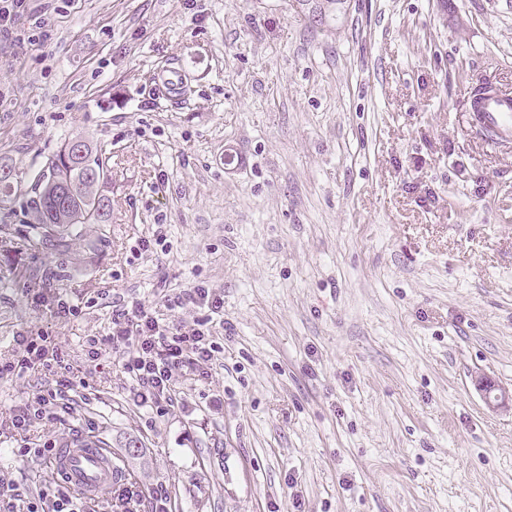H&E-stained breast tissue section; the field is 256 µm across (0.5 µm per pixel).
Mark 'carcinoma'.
Wrapping results in <instances>:
<instances>
[{
    "instance_id": "carcinoma-1",
    "label": "carcinoma",
    "mask_w": 512,
    "mask_h": 512,
    "mask_svg": "<svg viewBox=\"0 0 512 512\" xmlns=\"http://www.w3.org/2000/svg\"><path fill=\"white\" fill-rule=\"evenodd\" d=\"M85 178V167L75 163L59 150L47 159L34 179V196L26 201L33 214L35 236L41 241L67 247L70 233L59 230V224L76 219L78 224H109L112 211L103 210L101 201L106 198L103 185Z\"/></svg>"
}]
</instances>
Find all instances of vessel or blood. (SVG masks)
<instances>
[{"instance_id":"1","label":"vessel or blood","mask_w":512,"mask_h":512,"mask_svg":"<svg viewBox=\"0 0 512 512\" xmlns=\"http://www.w3.org/2000/svg\"><path fill=\"white\" fill-rule=\"evenodd\" d=\"M475 106L483 127L495 138L512 139V100L485 92ZM113 456L106 448H62L55 469L65 483L79 495L92 497L111 486Z\"/></svg>"}]
</instances>
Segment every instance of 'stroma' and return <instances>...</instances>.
I'll use <instances>...</instances> for the list:
<instances>
[{"mask_svg":"<svg viewBox=\"0 0 512 512\" xmlns=\"http://www.w3.org/2000/svg\"><path fill=\"white\" fill-rule=\"evenodd\" d=\"M48 60L0 42V361L53 336L69 412L17 432L53 371L0 379V480L68 494L38 448L92 436L130 462L140 512H512V143L485 141L471 89L512 95V0H28ZM182 68L168 100L161 78ZM102 151L107 233L5 247L69 137ZM220 294L216 316L169 296ZM74 314L57 313L58 299ZM210 319L206 377L140 408L112 355V303ZM474 384L482 393L486 404L490 408L500 409L510 407V409H512V388H506L488 380L484 376H477Z\"/></svg>","mask_w":512,"mask_h":512,"instance_id":"35a3bbf8","label":"stroma"}]
</instances>
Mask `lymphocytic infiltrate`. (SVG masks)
I'll return each instance as SVG.
<instances>
[{
    "mask_svg": "<svg viewBox=\"0 0 512 512\" xmlns=\"http://www.w3.org/2000/svg\"><path fill=\"white\" fill-rule=\"evenodd\" d=\"M20 348L14 360L0 363V379L20 377L38 368L52 369L63 365L61 350L50 347L49 336H19ZM90 353L93 358L109 351L118 353L122 366L133 381L130 395L135 405L153 407L172 399V373L186 369L204 373L214 357L210 330L204 327L174 328L160 323L141 305L119 306L112 312V333L101 338L91 337ZM56 391L37 395L14 415V429L27 431L34 419H53L59 397L72 391L75 380L61 373Z\"/></svg>",
    "mask_w": 512,
    "mask_h": 512,
    "instance_id": "f902f5d3",
    "label": "lymphocytic infiltrate"
}]
</instances>
